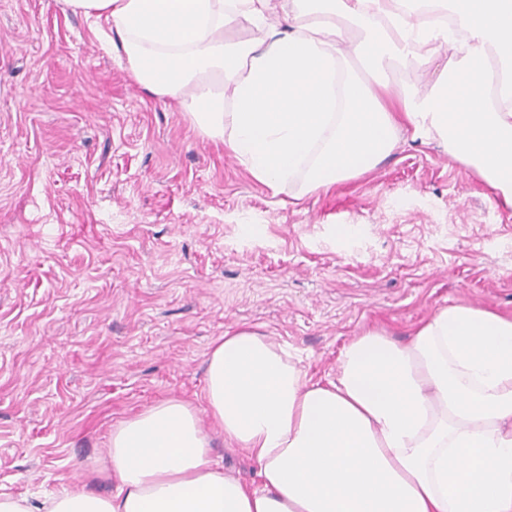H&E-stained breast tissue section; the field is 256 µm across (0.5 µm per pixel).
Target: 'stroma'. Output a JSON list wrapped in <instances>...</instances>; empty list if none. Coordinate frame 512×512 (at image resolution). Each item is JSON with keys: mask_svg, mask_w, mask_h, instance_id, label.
<instances>
[{"mask_svg": "<svg viewBox=\"0 0 512 512\" xmlns=\"http://www.w3.org/2000/svg\"><path fill=\"white\" fill-rule=\"evenodd\" d=\"M457 303L512 315V208L437 145L293 204L64 0H0V494L114 493L113 428L169 398L257 484L205 411L214 340L251 326L318 378Z\"/></svg>", "mask_w": 512, "mask_h": 512, "instance_id": "1", "label": "stroma"}]
</instances>
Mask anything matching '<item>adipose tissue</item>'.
<instances>
[{
	"label": "adipose tissue",
	"instance_id": "adipose-tissue-1",
	"mask_svg": "<svg viewBox=\"0 0 512 512\" xmlns=\"http://www.w3.org/2000/svg\"><path fill=\"white\" fill-rule=\"evenodd\" d=\"M65 2L272 193L366 173L406 132L512 208V0ZM235 25L252 38L225 39ZM428 68V89L403 78ZM203 400L257 488L225 474L196 411L169 399L113 431L115 495H0V512H512L510 316L452 304L403 343L362 331L318 381L242 326L213 343Z\"/></svg>",
	"mask_w": 512,
	"mask_h": 512
}]
</instances>
